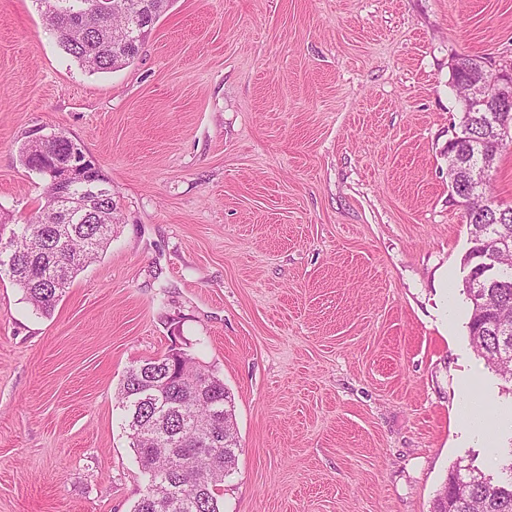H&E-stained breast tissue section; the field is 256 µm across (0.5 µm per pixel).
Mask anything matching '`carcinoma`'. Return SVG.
<instances>
[{
    "instance_id": "cac0c4a2",
    "label": "carcinoma",
    "mask_w": 512,
    "mask_h": 512,
    "mask_svg": "<svg viewBox=\"0 0 512 512\" xmlns=\"http://www.w3.org/2000/svg\"><path fill=\"white\" fill-rule=\"evenodd\" d=\"M62 51L90 73H105L133 62L142 43L127 39L129 30L148 35L165 14L171 0H40ZM477 75L487 81L479 56L464 55L452 72L455 87ZM457 158L477 167L481 154L475 143L486 141L498 148L499 127L484 112L461 105ZM24 163L44 175L48 168L42 146H23ZM107 190L79 197V203L60 208L51 188L45 202L28 224H17L11 235L21 253L3 268L35 311L50 314L71 279L103 252L114 225L119 223L112 183L100 172L91 189ZM487 185L467 199V225L472 244L491 250L498 241L512 240V207H502L486 195ZM496 282L481 292L483 302L471 303L469 333L486 365L512 382V256L502 257ZM153 381L146 380L141 365L131 366L119 388L118 403L125 412L130 447L152 481L133 512H220L218 487L237 463L238 440L232 394L224 380L196 364L183 352L157 358ZM506 477L496 483H447L438 493L434 512H512V462L503 467Z\"/></svg>"
}]
</instances>
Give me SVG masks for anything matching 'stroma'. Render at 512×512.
Here are the masks:
<instances>
[{
  "instance_id": "obj_1",
  "label": "stroma",
  "mask_w": 512,
  "mask_h": 512,
  "mask_svg": "<svg viewBox=\"0 0 512 512\" xmlns=\"http://www.w3.org/2000/svg\"><path fill=\"white\" fill-rule=\"evenodd\" d=\"M457 55L512 69V0H174L96 74L38 0H0V234L44 202L37 132L122 215L50 314L0 276V512H132L118 388L174 346L234 398L221 512H432L455 464L500 478L512 383L471 343L448 197ZM460 421L468 425L474 432L484 437L489 435L490 420L481 398L466 393L457 411Z\"/></svg>"
}]
</instances>
